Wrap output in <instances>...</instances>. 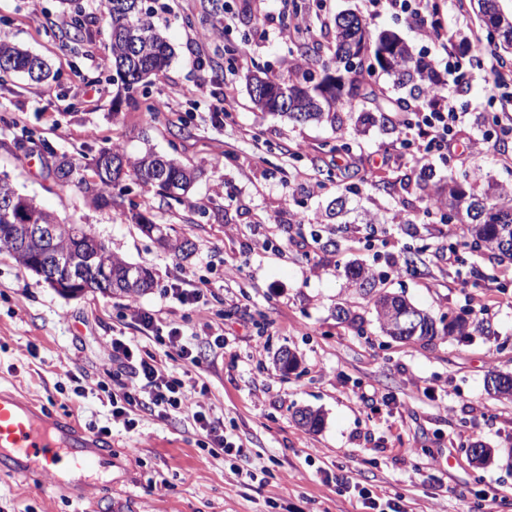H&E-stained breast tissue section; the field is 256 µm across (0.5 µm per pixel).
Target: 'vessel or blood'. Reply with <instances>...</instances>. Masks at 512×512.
I'll use <instances>...</instances> for the list:
<instances>
[{
    "mask_svg": "<svg viewBox=\"0 0 512 512\" xmlns=\"http://www.w3.org/2000/svg\"><path fill=\"white\" fill-rule=\"evenodd\" d=\"M106 456L96 440L70 420L46 415L30 400L0 390V466L17 477L40 473L57 485L61 465L90 472Z\"/></svg>",
    "mask_w": 512,
    "mask_h": 512,
    "instance_id": "vessel-or-blood-1",
    "label": "vessel or blood"
}]
</instances>
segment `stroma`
Masks as SVG:
<instances>
[{"label": "stroma", "instance_id": "35a3bbf8", "mask_svg": "<svg viewBox=\"0 0 512 512\" xmlns=\"http://www.w3.org/2000/svg\"><path fill=\"white\" fill-rule=\"evenodd\" d=\"M205 3L145 0L174 56L116 110L110 31L93 0H0V39L45 58L57 74L36 84L0 72V174L59 222L85 225L113 253L149 267L154 285L133 303L158 319L157 330L142 331L127 299L62 296L0 252V386L90 435L110 427L112 439L111 477L85 486L55 489L0 470V512H370L364 488L378 505L392 499L402 512H512V400L484 388L491 372L512 373V263L463 246L446 225L427 234L420 216L428 200L416 186L426 171L442 186L449 171L477 168L512 184V136L492 135L495 118L512 114V82L494 86L481 66L448 70L439 44L403 16L385 10L369 18L372 30L393 31L412 49L429 46L466 115L457 141L485 135L490 143L479 155L431 158L424 169L400 149L397 131L367 127L347 159L358 186L349 194L328 177L336 168L323 152L336 138L330 128L262 113L250 100L246 75L259 67L286 73L296 54L295 41L279 34V0H224L211 21L202 17ZM297 3L324 43L338 12L369 17L365 0ZM439 4L444 35L485 37L476 0ZM75 16L85 22L79 36L69 25ZM216 26L222 36H212ZM198 56L203 65H194ZM223 97L235 108L217 122L211 114ZM112 146L130 157L150 148L199 171L184 202L135 183L124 196L172 238L189 241V256L161 248L115 208L56 180L58 157L87 167ZM385 150L394 160L373 167ZM339 196L348 227L337 254L313 233ZM398 210L417 214L416 234L394 226L369 235L363 212ZM417 248L423 262L410 275L404 259ZM349 262L372 268L379 290L404 295L436 319L471 311L482 298L494 333L393 341L344 277ZM176 284L202 289L203 306L173 298ZM340 307L362 319V330L337 321ZM173 330L195 338L199 367L188 368L171 348ZM219 331L223 346L207 344ZM120 334L206 394L165 419L142 410L132 412V426L113 421L106 343ZM285 348L298 360L288 372L278 364ZM304 407L321 412L320 430L296 422ZM198 411L223 418L242 449L237 460L210 453ZM475 441L495 451L485 466L470 459Z\"/></svg>", "mask_w": 512, "mask_h": 512}]
</instances>
